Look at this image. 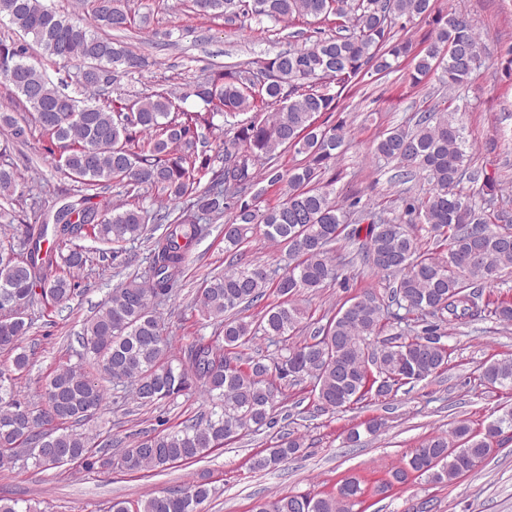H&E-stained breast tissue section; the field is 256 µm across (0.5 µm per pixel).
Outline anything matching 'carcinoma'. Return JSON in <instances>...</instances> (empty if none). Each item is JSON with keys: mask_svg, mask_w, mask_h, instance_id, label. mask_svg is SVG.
I'll return each instance as SVG.
<instances>
[{"mask_svg": "<svg viewBox=\"0 0 512 512\" xmlns=\"http://www.w3.org/2000/svg\"><path fill=\"white\" fill-rule=\"evenodd\" d=\"M202 13L224 14L230 25L269 22L272 26L312 18L336 29L311 44H296L254 69L234 64L197 83L192 95L201 106L185 107L188 96L159 87L121 108H112L109 89L113 67L132 75L145 66L110 31L132 26L120 0H94L92 21L65 14L47 0H0V15L9 17L22 38L0 41V76L30 107V119L19 121L0 113V126L14 142H27L31 127L46 138L78 194L54 212L20 224L21 247L0 238V349L12 357L13 370L25 372L30 356L21 346L30 323L25 311L35 304L59 305L80 287L79 275L94 260L79 244L84 231L112 245L117 258L124 245L140 239L147 224L165 225L152 241L150 265L138 278L112 289L83 324L81 346L98 370L125 383L143 405L174 398L192 388L210 404L197 422L147 436L126 449L118 460L91 445L80 427L103 405V394L82 368L56 371L47 382L45 408L35 412L18 398L13 376L0 371V466L28 456L45 468L86 470L114 464L130 473L192 462L249 431L275 426L273 412L283 392L277 381L308 377L324 411L349 408L369 398H385L402 385L425 380L448 368L451 350L443 327L465 319H490L512 324V301L483 299L480 285L496 283L512 266V228L487 226L484 215L458 191L466 168L461 127L447 113L426 112L413 128L395 127L372 146L379 159L420 173L432 185L421 202L406 203L431 229L448 240L447 255L419 250L405 227L360 213L337 202L324 174L345 144L344 126L322 127L317 118L336 109L339 91L363 73H385L402 59H411V79L420 81L446 59L440 81L450 89L467 84L481 59L475 29L461 13L450 11L434 20L426 45L393 40L397 21L412 22L431 12V0H191ZM33 42L64 65L80 64L83 100L56 85L27 62ZM264 117L238 116L256 111ZM225 126L234 130L222 154L210 153V135ZM304 156L302 164L282 171L284 150ZM223 161L221 169L215 162ZM263 176L283 200L264 210L249 194ZM123 188L128 199L116 204L107 189ZM19 177L0 165V197L14 201ZM163 197L173 208L154 212L148 197ZM232 219L224 224L225 251H237L250 226L262 224L273 241L290 247L294 261L283 272L262 265L232 267L210 279L198 303L203 316L218 322L224 344L196 336L176 356L156 307L171 300L190 249L209 233L205 220ZM368 221L366 227L360 222ZM365 233L360 253L370 268L395 277L389 298L366 292L343 304L327 322L287 355L272 361L247 356L245 345L256 335L274 345L288 342L302 329L305 310L295 297L337 279L346 266L334 254L340 241H356ZM273 289L277 302L268 305L258 322L231 317L242 304H252ZM391 337L380 339L385 330ZM376 373H371V367ZM480 383L512 389V359L484 364ZM512 428V408L482 431L465 421L427 438L389 479L379 494L416 475L435 483H451L472 472L493 451L492 440ZM302 438L280 435L267 453L253 457L255 469L275 468L295 456ZM211 495L205 480L196 481L136 504L112 502L111 512H200ZM364 489L356 477L336 483L332 495L275 496L254 506V512H354Z\"/></svg>", "mask_w": 512, "mask_h": 512, "instance_id": "cac0c4a2", "label": "carcinoma"}]
</instances>
